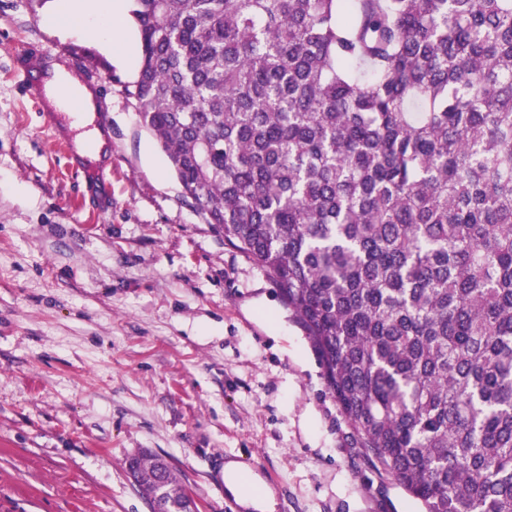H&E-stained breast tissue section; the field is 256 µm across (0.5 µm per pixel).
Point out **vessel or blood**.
I'll list each match as a JSON object with an SVG mask.
<instances>
[{"label":"vessel or blood","instance_id":"obj_1","mask_svg":"<svg viewBox=\"0 0 512 512\" xmlns=\"http://www.w3.org/2000/svg\"><path fill=\"white\" fill-rule=\"evenodd\" d=\"M11 62L22 77L26 92L38 103L43 117L48 120L51 137L64 150L69 168L83 174L86 195L101 209L111 208L112 124L109 118L97 117L96 140L93 145H84L50 98L61 74L53 67L50 54L18 50L13 53Z\"/></svg>","mask_w":512,"mask_h":512}]
</instances>
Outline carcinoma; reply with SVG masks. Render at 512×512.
Segmentation results:
<instances>
[{"label":"carcinoma","mask_w":512,"mask_h":512,"mask_svg":"<svg viewBox=\"0 0 512 512\" xmlns=\"http://www.w3.org/2000/svg\"><path fill=\"white\" fill-rule=\"evenodd\" d=\"M124 85L421 512H512V0H132ZM145 500L197 512L163 459Z\"/></svg>","instance_id":"1"}]
</instances>
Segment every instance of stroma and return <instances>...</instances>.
<instances>
[{
  "instance_id": "stroma-1",
  "label": "stroma",
  "mask_w": 512,
  "mask_h": 512,
  "mask_svg": "<svg viewBox=\"0 0 512 512\" xmlns=\"http://www.w3.org/2000/svg\"><path fill=\"white\" fill-rule=\"evenodd\" d=\"M67 0H0V512H150L125 469L170 460L199 512L256 461L263 512H417L358 448L296 313L198 214L123 93L140 61L56 26ZM64 52L112 120V207L81 195L8 55Z\"/></svg>"
}]
</instances>
